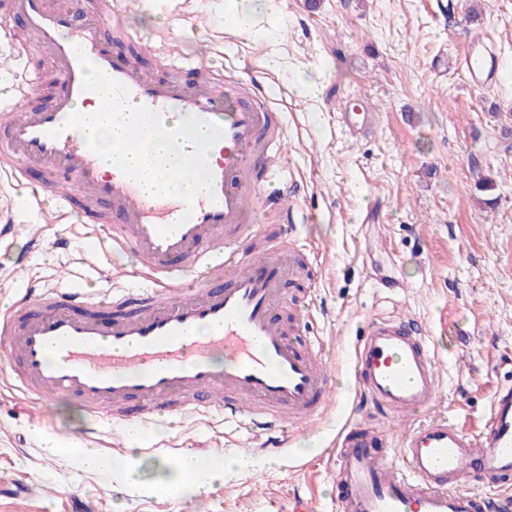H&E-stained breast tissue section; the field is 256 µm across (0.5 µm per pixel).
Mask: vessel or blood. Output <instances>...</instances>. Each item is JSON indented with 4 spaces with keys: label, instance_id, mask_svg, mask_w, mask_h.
<instances>
[{
    "label": "vessel or blood",
    "instance_id": "1",
    "mask_svg": "<svg viewBox=\"0 0 512 512\" xmlns=\"http://www.w3.org/2000/svg\"><path fill=\"white\" fill-rule=\"evenodd\" d=\"M123 12L121 0L87 15L46 0H9V18L51 56L60 84L49 104L25 103L39 83L24 74L10 102L0 101V157L21 180L23 159L38 166L43 186L63 212L104 228L100 249L132 256L145 288L117 286L99 272L104 299L76 288H33L0 313V346L16 389L35 400L67 395L97 421L147 422L163 414H223L283 446L286 421H308L327 406L333 376L322 347L300 348L278 308L285 286L306 260L287 233L295 209L282 167V118L257 80L232 75L221 84L188 85L143 74L114 52L104 31ZM492 37L470 41L455 66L475 88L499 83L503 65ZM127 87L133 103L158 111L166 127L194 116L222 126L209 153L212 195L193 205L154 197L119 168L99 174V155L64 122L91 94L79 54ZM58 137H51V130ZM277 212L282 233L264 251L258 215ZM171 227L168 236L159 228ZM360 396L398 416L429 412L399 444L365 428L343 429L334 450L339 512H512V388L493 394L478 434L433 414L441 389L436 356L409 318L371 319L353 359ZM480 483V494L464 489Z\"/></svg>",
    "mask_w": 512,
    "mask_h": 512
}]
</instances>
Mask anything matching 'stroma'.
Returning <instances> with one entry per match:
<instances>
[{
	"mask_svg": "<svg viewBox=\"0 0 512 512\" xmlns=\"http://www.w3.org/2000/svg\"><path fill=\"white\" fill-rule=\"evenodd\" d=\"M126 26L147 43H176L205 56L215 76L258 79L285 124L284 182L294 188L292 231L309 262L304 339H319L334 374L332 407L317 422L286 428L288 445L264 447L248 425L211 413L165 416L131 444L123 425L90 421L72 399L36 406L0 380V512H72L73 498L96 512H291L294 496L312 512H336L333 444L347 421L365 417L353 376L356 336L369 319L403 314L420 322L438 356L435 412L478 431L492 392L512 384V0H274L257 35L225 19L226 0H124ZM491 34L508 69L494 86L471 88L453 60L468 37ZM277 69H269V60ZM318 90L289 89L298 72ZM377 115L370 136L336 124L346 97ZM494 180L480 188L481 176ZM41 181H0L16 224L0 238V311L28 289L72 286L100 296L98 270L124 268L126 287L145 281L128 256L94 252L79 220L50 195L27 206ZM44 243L30 248L28 235ZM67 248H56L58 239ZM27 254L28 281L14 259ZM135 448V483L85 471L73 451L124 458ZM191 453L204 462L246 457L208 494L179 499L143 492L139 480Z\"/></svg>",
	"mask_w": 512,
	"mask_h": 512,
	"instance_id": "obj_1",
	"label": "stroma"
}]
</instances>
